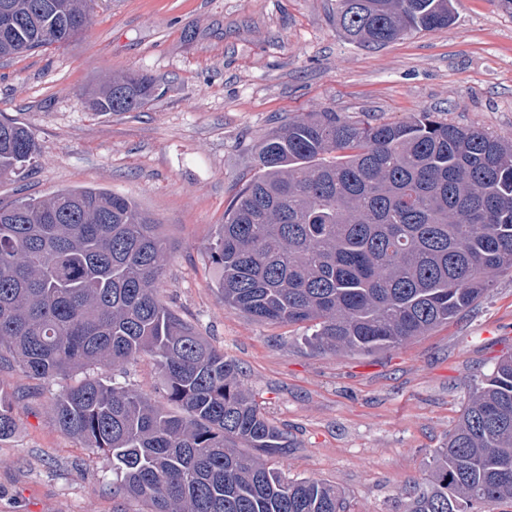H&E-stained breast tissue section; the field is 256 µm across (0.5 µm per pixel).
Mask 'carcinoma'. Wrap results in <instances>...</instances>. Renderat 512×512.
Returning a JSON list of instances; mask_svg holds the SVG:
<instances>
[{"label":"carcinoma","instance_id":"cac0c4a2","mask_svg":"<svg viewBox=\"0 0 512 512\" xmlns=\"http://www.w3.org/2000/svg\"><path fill=\"white\" fill-rule=\"evenodd\" d=\"M96 0H0V57L77 38ZM453 0H336V25L379 48L448 27ZM151 79L89 93L137 112ZM28 129L0 121V179L28 167ZM257 175L207 246L224 305L310 325L320 353L371 354L448 323L512 269V141L440 122H351L308 112L257 144ZM170 245L130 198L64 189L0 206V364L43 384L57 427L112 460L113 496L147 512H345L332 485L287 479L288 432L243 389L237 361L162 301ZM150 357L167 404L115 372ZM15 430L0 389V441ZM512 502V357L474 386L426 487L404 512H491Z\"/></svg>","mask_w":512,"mask_h":512}]
</instances>
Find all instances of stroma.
<instances>
[{"mask_svg": "<svg viewBox=\"0 0 512 512\" xmlns=\"http://www.w3.org/2000/svg\"><path fill=\"white\" fill-rule=\"evenodd\" d=\"M448 28L380 48L349 41L336 0H97L82 36L0 59V118L37 155L0 181V204L94 187L133 199L173 245L161 297L243 370L240 381L293 441L290 478L336 486L349 512H404L472 386L512 355V270L447 324L371 355L317 353L306 325L224 306L206 247L256 173L257 141L307 112L445 123L512 138V9L455 0ZM155 85L139 112H93L114 75ZM16 432L0 441V512H113L112 463L63 434L60 384L0 367Z\"/></svg>", "mask_w": 512, "mask_h": 512, "instance_id": "obj_1", "label": "stroma"}]
</instances>
